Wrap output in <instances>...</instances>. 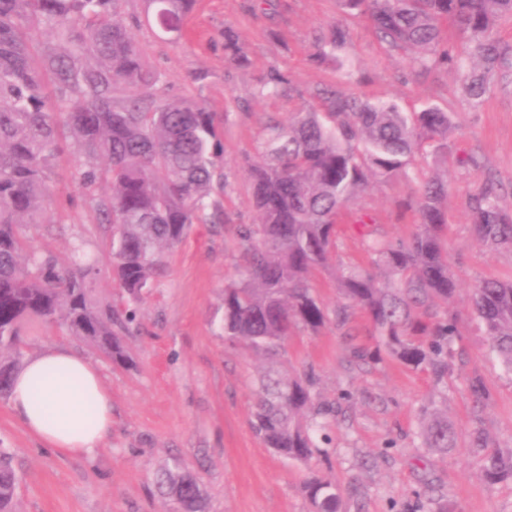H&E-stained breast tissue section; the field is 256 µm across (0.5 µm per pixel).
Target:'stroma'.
<instances>
[{
  "mask_svg": "<svg viewBox=\"0 0 512 512\" xmlns=\"http://www.w3.org/2000/svg\"><path fill=\"white\" fill-rule=\"evenodd\" d=\"M121 12L148 66L162 76L154 89L157 103L196 98L216 112L226 175L217 199L228 221L193 225L171 250L123 337L128 365L112 364L58 328L30 329L26 355L63 345L100 370L112 394V433L91 453L64 456L27 432L8 399H0V447L13 450L20 477L15 512H168L153 479L174 458L200 476L209 512H309L303 487L314 476L339 487L338 512H512V480L491 483L483 476L489 455L512 453V373L492 352L470 308L482 280L512 282V250H487L470 231V199L487 178L496 180L504 208L512 211V81L495 80L482 104L472 107L457 73L422 71L410 52L381 42L367 16L344 15L337 0H272L264 8L257 0H199L179 34L148 22L144 0H123ZM336 24L346 30L338 51L346 62L342 74L314 58L319 39ZM228 25L245 43L244 68L225 61ZM273 68L287 71L294 93L258 96L260 79ZM199 71L205 80H195ZM327 85L395 103L404 112L433 104L453 115L447 156H416L410 174L356 196L339 221L329 270L313 281L327 309L345 305L334 265L373 267L354 216H371L378 238H408L418 222L412 180L447 179L444 239L458 287L437 306L457 330L443 381L389 355L383 336L358 310L344 328L296 331L277 360L224 338V284L240 276L236 227L257 221L247 170L261 156L262 123L270 116L285 122L317 106L311 93ZM81 162L72 150L56 168L53 221L37 243L66 265L73 244L83 242L96 266L97 300L121 306L128 297L112 281L111 232L71 178ZM358 350L378 352L379 359L358 362ZM309 370L336 416L322 429L313 457L299 462L277 455L256 436L255 385L269 371L288 377ZM434 410L447 416L457 435L455 448L445 453L424 445ZM478 430L486 436L482 448L473 442Z\"/></svg>",
  "mask_w": 512,
  "mask_h": 512,
  "instance_id": "stroma-1",
  "label": "stroma"
}]
</instances>
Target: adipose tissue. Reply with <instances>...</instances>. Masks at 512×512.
<instances>
[{"label": "adipose tissue", "mask_w": 512, "mask_h": 512, "mask_svg": "<svg viewBox=\"0 0 512 512\" xmlns=\"http://www.w3.org/2000/svg\"><path fill=\"white\" fill-rule=\"evenodd\" d=\"M10 407L31 435L63 455L89 453L112 431V396L99 372L64 346L24 361Z\"/></svg>", "instance_id": "1"}]
</instances>
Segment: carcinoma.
<instances>
[{
  "mask_svg": "<svg viewBox=\"0 0 512 512\" xmlns=\"http://www.w3.org/2000/svg\"><path fill=\"white\" fill-rule=\"evenodd\" d=\"M122 0H0V397L9 395L22 358V333L32 323L80 336L112 362L123 364L121 336L135 319L130 309L103 307L90 288L94 264L82 244L60 266L35 246L44 224L53 223L49 200L57 161L75 148L85 162L74 180L92 194L98 223L112 228L114 279L134 299L163 271L168 251L194 224L221 213L212 198L223 178L224 146L215 113L198 99L156 104L157 72L149 69L121 15ZM154 23L165 32L181 28L196 0H147ZM345 13L370 17L378 38L414 53L422 69L460 68L446 49L442 27L465 40L471 62L461 91L478 106L491 81L512 76V50L494 38L500 19L512 17V0H338ZM50 31L56 47L34 56L39 33ZM345 34L332 27L318 44L320 63L337 61ZM229 64L245 67L239 34L224 26ZM288 72L271 69L262 96L290 90ZM320 112H297L288 124L264 126L263 160L249 169L259 212L240 224L243 273L224 285V337L256 352L278 354L288 336L349 322L348 307L328 310L309 284L336 247L338 218L371 182L402 172L430 147L448 153L451 113L429 104L402 112L396 104L371 102L325 86L313 91ZM448 181L416 187L419 230L406 241H366L374 265L386 277L358 267L336 270L342 295L365 311L398 360L448 375V343L455 326L433 315L413 322L415 306L444 302L456 279L444 254ZM471 234L482 247L512 249V215L493 185L471 202ZM474 317L492 350L512 372V283L488 279L472 298ZM311 371L294 378L268 376L258 385L252 427L264 445L288 459L306 461L316 447L310 425L334 413L315 393ZM425 445L444 452L455 445L448 418L432 415ZM492 481L512 479V454L494 455L484 467ZM170 512H206V495L195 473L175 459L154 478ZM19 479L8 449L0 448V512H13ZM305 491L312 512H337L336 484L311 478Z\"/></svg>",
  "mask_w": 512,
  "mask_h": 512,
  "instance_id": "cac0c4a2",
  "label": "carcinoma"
}]
</instances>
